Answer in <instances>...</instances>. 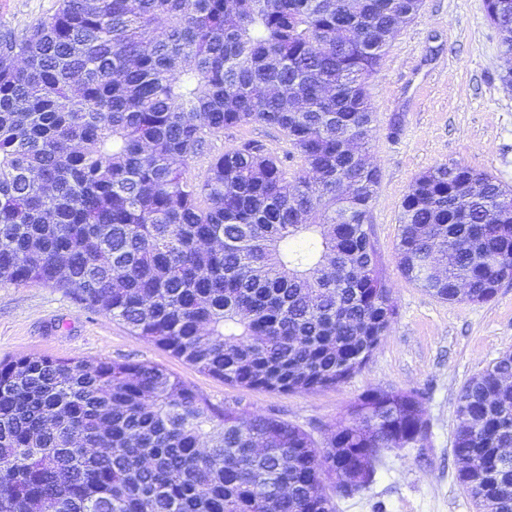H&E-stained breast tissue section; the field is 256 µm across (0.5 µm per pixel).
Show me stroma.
I'll use <instances>...</instances> for the list:
<instances>
[{"mask_svg": "<svg viewBox=\"0 0 512 512\" xmlns=\"http://www.w3.org/2000/svg\"><path fill=\"white\" fill-rule=\"evenodd\" d=\"M58 0H0V31L51 17ZM500 35L484 0H423L389 41L367 86L377 123L370 154L380 174L370 207L372 239L392 290L393 323L366 364L346 382L278 393L224 383L147 342L101 310L38 283H0V360L23 354L148 362L210 403L275 414L322 438L348 406L372 390L414 391L424 403V447L386 453L367 489L337 498V512H475L453 454L456 406L466 381L512 348V281L485 303L443 302L407 282L395 246L404 194L420 174L461 163L512 189V85ZM244 139L286 154L276 129L258 123L209 137L191 164L202 176L211 156Z\"/></svg>", "mask_w": 512, "mask_h": 512, "instance_id": "obj_1", "label": "stroma"}]
</instances>
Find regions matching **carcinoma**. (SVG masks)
Here are the masks:
<instances>
[{
  "label": "carcinoma",
  "instance_id": "cac0c4a2",
  "mask_svg": "<svg viewBox=\"0 0 512 512\" xmlns=\"http://www.w3.org/2000/svg\"><path fill=\"white\" fill-rule=\"evenodd\" d=\"M422 0H60L0 32V282L99 307L228 383L339 385L395 308L371 241L366 84ZM512 57V0H485ZM257 122L187 177L207 137ZM300 166L288 173V157ZM402 276L483 303L512 276V190L455 163L409 185ZM512 350L463 386L453 453L476 512H512ZM422 398L370 391L317 441L215 407L145 362L0 361V512H336L427 440ZM104 448L86 456L82 444ZM243 139L261 141L266 148L277 152L281 157L290 149L288 143L276 129L258 123H251L224 130V134L210 136L204 154L191 164L190 175L200 177L204 174L209 158L220 154Z\"/></svg>",
  "mask_w": 512,
  "mask_h": 512
}]
</instances>
